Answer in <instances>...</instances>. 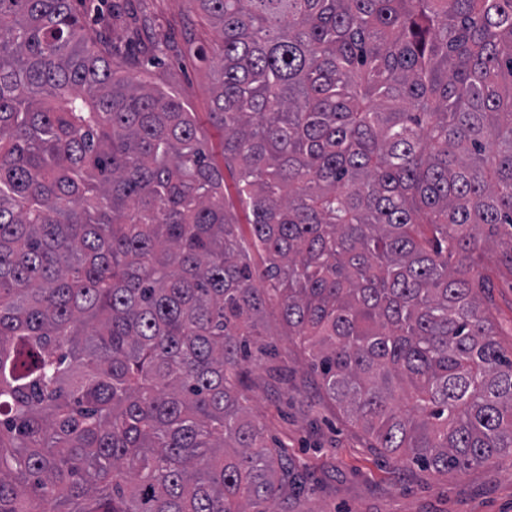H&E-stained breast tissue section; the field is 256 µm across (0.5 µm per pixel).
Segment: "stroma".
<instances>
[{"label": "stroma", "mask_w": 512, "mask_h": 512, "mask_svg": "<svg viewBox=\"0 0 512 512\" xmlns=\"http://www.w3.org/2000/svg\"><path fill=\"white\" fill-rule=\"evenodd\" d=\"M126 7L150 18L143 41L177 44V51L152 67L153 80L185 95L209 149L219 152V134L209 122L213 72L185 41L190 33L196 44L215 51V28L190 0H128ZM484 296L498 342L512 353V273L491 272ZM266 321L278 356L249 367L244 404L269 444L284 446L287 458L307 475L304 493L292 500L288 512H512L511 454L448 473L385 459L320 389L307 350L279 325L276 312L268 311Z\"/></svg>", "instance_id": "1"}]
</instances>
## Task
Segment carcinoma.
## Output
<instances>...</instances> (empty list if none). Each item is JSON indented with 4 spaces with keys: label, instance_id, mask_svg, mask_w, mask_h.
Wrapping results in <instances>:
<instances>
[{
    "label": "carcinoma",
    "instance_id": "carcinoma-1",
    "mask_svg": "<svg viewBox=\"0 0 512 512\" xmlns=\"http://www.w3.org/2000/svg\"><path fill=\"white\" fill-rule=\"evenodd\" d=\"M190 2L219 160L159 47L117 75L113 5L0 0V512L288 505L241 393L274 300L380 453L512 454V0ZM485 300L491 308L498 328L496 336L502 349L512 353V276L501 269L489 273Z\"/></svg>",
    "mask_w": 512,
    "mask_h": 512
}]
</instances>
